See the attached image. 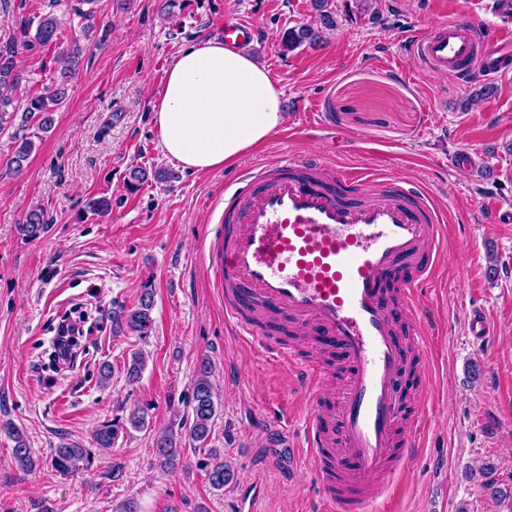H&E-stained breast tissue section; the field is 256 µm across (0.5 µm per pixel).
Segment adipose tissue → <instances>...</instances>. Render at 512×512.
I'll return each instance as SVG.
<instances>
[{
  "mask_svg": "<svg viewBox=\"0 0 512 512\" xmlns=\"http://www.w3.org/2000/svg\"><path fill=\"white\" fill-rule=\"evenodd\" d=\"M153 113L165 157L192 172L223 169L285 120L282 92L268 71L217 39L179 52Z\"/></svg>",
  "mask_w": 512,
  "mask_h": 512,
  "instance_id": "ef3b65f1",
  "label": "adipose tissue"
}]
</instances>
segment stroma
Here are the masks:
<instances>
[{"instance_id": "35a3bbf8", "label": "stroma", "mask_w": 512, "mask_h": 512, "mask_svg": "<svg viewBox=\"0 0 512 512\" xmlns=\"http://www.w3.org/2000/svg\"><path fill=\"white\" fill-rule=\"evenodd\" d=\"M163 3L0 0V46L18 45L22 94L60 76L56 47L23 45L28 20L55 12L66 42L75 10H89L107 32L87 41L80 73L26 169L0 176V423L18 428L40 460L21 469L0 430V512H120L130 498L141 512H303L316 488L264 415L285 401L303 418L306 400L288 367L226 328L224 292L201 253L215 206L242 170L309 153L343 172L381 170L421 186L452 226L438 265L443 281L420 300L433 314L436 347L411 357L402 382L407 412L425 410L429 422L415 460L393 476L392 512H512V223L491 220L512 213V75L465 110L476 83L418 68L403 50L406 32L461 15L512 26V6L330 0L335 29L288 51L283 33L316 21L312 0H174L168 14ZM227 17L256 29L253 55L282 91L287 123L304 130L274 131L224 170L190 172L164 156L152 107L178 51L220 37ZM465 153L473 162L463 168ZM134 166L150 178L129 184ZM100 196L112 202L108 214H86L87 200ZM33 210L44 212L48 229L29 239L19 226ZM146 288L150 335H113V310L134 308ZM83 304L93 308L86 349L54 374L45 357L53 326ZM474 304L494 327L481 350L466 329ZM137 350L146 366L131 383L125 365ZM204 357L215 367L211 437L202 449L186 442L179 467L163 469L155 439L188 414ZM103 362L112 367L105 387ZM144 404L148 426L96 451L91 470L66 477L52 469L60 443L93 449L98 426ZM211 448L234 474L221 490L207 477ZM116 462L125 472L119 482L107 477ZM257 478L263 491L244 504L242 491Z\"/></svg>"}]
</instances>
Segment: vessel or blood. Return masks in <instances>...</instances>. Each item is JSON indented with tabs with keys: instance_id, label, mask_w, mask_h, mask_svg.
Here are the masks:
<instances>
[{
	"instance_id": "obj_1",
	"label": "vessel or blood",
	"mask_w": 512,
	"mask_h": 512,
	"mask_svg": "<svg viewBox=\"0 0 512 512\" xmlns=\"http://www.w3.org/2000/svg\"><path fill=\"white\" fill-rule=\"evenodd\" d=\"M225 45L254 49L247 23L228 18ZM414 63L468 83L512 72V28L469 19L444 20L409 34ZM448 228L423 189L373 172L337 173L320 157L286 159L247 171L224 195L204 239L224 320L287 365L309 401L299 450L318 499L308 512H371L394 494V472L414 456L425 412L404 418L397 382L413 352H425L419 293L432 278ZM309 331L338 350L349 370L337 433L325 427L320 366L277 345L257 312ZM468 329L488 345L493 334L481 309Z\"/></svg>"
}]
</instances>
